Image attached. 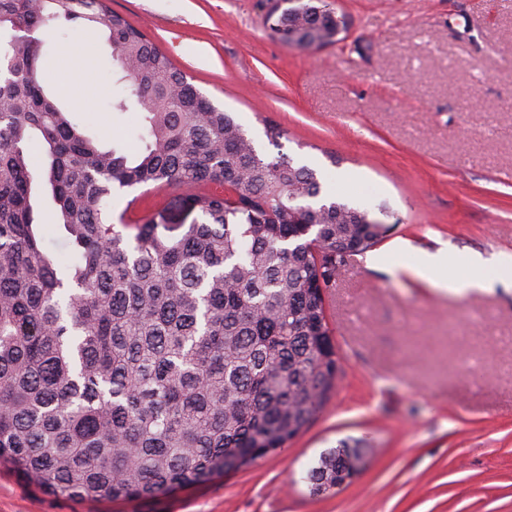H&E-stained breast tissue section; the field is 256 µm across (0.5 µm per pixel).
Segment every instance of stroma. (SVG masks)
<instances>
[{
	"label": "stroma",
	"mask_w": 512,
	"mask_h": 512,
	"mask_svg": "<svg viewBox=\"0 0 512 512\" xmlns=\"http://www.w3.org/2000/svg\"><path fill=\"white\" fill-rule=\"evenodd\" d=\"M331 2L348 36L308 51L272 35L273 0H108L259 145L280 125L324 197L385 204L376 250L406 243L400 266L358 256L325 291L342 358L332 400L275 453L154 497L75 501L1 471L0 512H512V283L459 295L409 270L440 249L512 254V0ZM112 71L103 37L47 36L42 83L106 145L126 124ZM181 194L119 196L112 212L137 219ZM348 437L372 448L366 469L310 495L306 469Z\"/></svg>",
	"instance_id": "1"
}]
</instances>
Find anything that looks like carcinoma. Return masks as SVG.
<instances>
[{"label": "carcinoma", "instance_id": "1", "mask_svg": "<svg viewBox=\"0 0 512 512\" xmlns=\"http://www.w3.org/2000/svg\"><path fill=\"white\" fill-rule=\"evenodd\" d=\"M52 23L105 36L111 106L136 114L137 149L104 145L43 85L35 33ZM342 23L328 0H303L270 30L306 50ZM264 135L282 149L279 125ZM37 183L52 201L42 222ZM161 187L188 190L193 223L161 210L112 223L113 195ZM321 191L314 169L259 152L106 0H0V465L70 499L153 497L304 431L340 362L317 293L381 241L368 211ZM366 455L346 440L323 451L310 494L349 486Z\"/></svg>", "mask_w": 512, "mask_h": 512}]
</instances>
